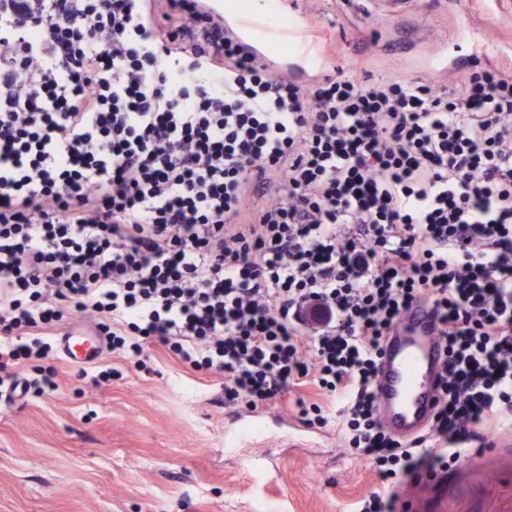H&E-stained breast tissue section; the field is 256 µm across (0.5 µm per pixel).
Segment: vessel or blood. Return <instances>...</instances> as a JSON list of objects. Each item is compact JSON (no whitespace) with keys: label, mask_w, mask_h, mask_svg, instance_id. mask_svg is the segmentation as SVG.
<instances>
[{"label":"vessel or blood","mask_w":512,"mask_h":512,"mask_svg":"<svg viewBox=\"0 0 512 512\" xmlns=\"http://www.w3.org/2000/svg\"><path fill=\"white\" fill-rule=\"evenodd\" d=\"M240 31L260 47L267 38L293 42L299 54H306L310 40L303 30H280L262 23L239 22ZM65 362L85 365L94 362L103 348L101 337L72 329L58 336ZM444 344L437 324L425 302H415L401 317L379 362L377 415L395 437L409 439L427 428L436 397V379L443 358ZM262 414L241 416L238 426L226 429V447L236 448L247 440L251 429L260 425Z\"/></svg>","instance_id":"1"}]
</instances>
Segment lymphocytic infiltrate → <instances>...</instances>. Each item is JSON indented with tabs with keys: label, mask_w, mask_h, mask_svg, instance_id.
<instances>
[{
	"label": "lymphocytic infiltrate",
	"mask_w": 512,
	"mask_h": 512,
	"mask_svg": "<svg viewBox=\"0 0 512 512\" xmlns=\"http://www.w3.org/2000/svg\"><path fill=\"white\" fill-rule=\"evenodd\" d=\"M420 298L446 360L403 442L374 381ZM86 322L226 401L296 393L376 469L358 512H399L512 417V67L298 80L201 0H0V393L57 390Z\"/></svg>",
	"instance_id": "1"
}]
</instances>
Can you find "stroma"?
<instances>
[{"mask_svg": "<svg viewBox=\"0 0 512 512\" xmlns=\"http://www.w3.org/2000/svg\"><path fill=\"white\" fill-rule=\"evenodd\" d=\"M289 26L327 33L328 65L460 90L472 55L512 61V0H409L387 15L366 0H286ZM95 386L55 361L53 396L0 397V512H355L378 475L336 426L304 428L294 394L270 405L264 438L235 452L224 427L237 406L220 377L161 359L157 373L109 358ZM494 448L422 491L409 512H512V425Z\"/></svg>", "mask_w": 512, "mask_h": 512, "instance_id": "stroma-1", "label": "stroma"}]
</instances>
